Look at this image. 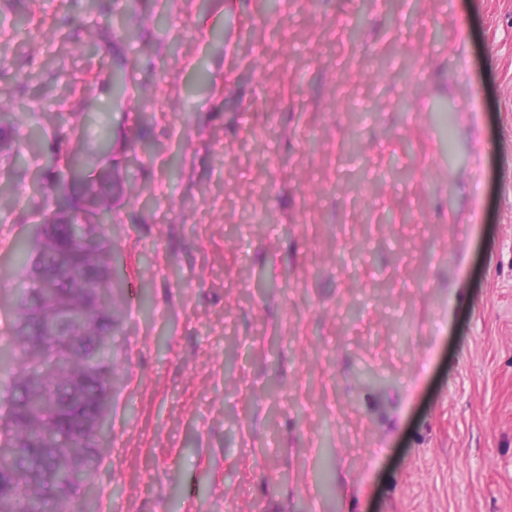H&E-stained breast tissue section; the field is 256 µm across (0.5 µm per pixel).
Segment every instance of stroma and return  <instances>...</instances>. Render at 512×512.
<instances>
[{
  "instance_id": "35a3bbf8",
  "label": "stroma",
  "mask_w": 512,
  "mask_h": 512,
  "mask_svg": "<svg viewBox=\"0 0 512 512\" xmlns=\"http://www.w3.org/2000/svg\"><path fill=\"white\" fill-rule=\"evenodd\" d=\"M0 48V284L33 179L119 163L92 512H512V0H0Z\"/></svg>"
}]
</instances>
